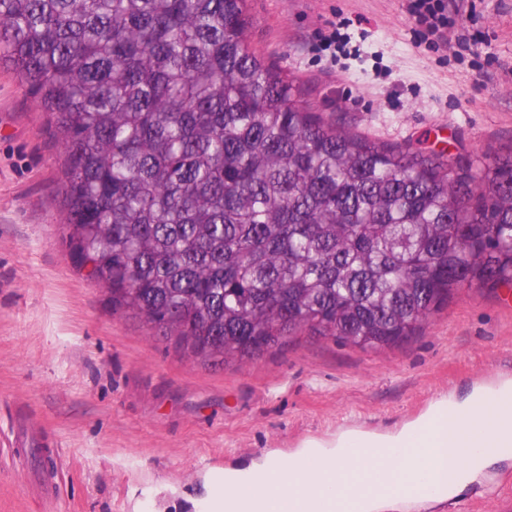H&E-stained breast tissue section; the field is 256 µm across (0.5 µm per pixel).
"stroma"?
<instances>
[{"label": "stroma", "mask_w": 512, "mask_h": 512, "mask_svg": "<svg viewBox=\"0 0 512 512\" xmlns=\"http://www.w3.org/2000/svg\"><path fill=\"white\" fill-rule=\"evenodd\" d=\"M456 58L413 35L406 0H250L253 49L346 129L474 158L512 144V0H474ZM351 18L348 56L318 35ZM62 151L0 69V512H210L227 467L337 431H381L437 398L512 380V288L462 289L381 351L301 337L241 365L177 353L112 312L62 242ZM512 454L430 512H497Z\"/></svg>", "instance_id": "obj_1"}]
</instances>
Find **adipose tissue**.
<instances>
[{
  "instance_id": "obj_1",
  "label": "adipose tissue",
  "mask_w": 512,
  "mask_h": 512,
  "mask_svg": "<svg viewBox=\"0 0 512 512\" xmlns=\"http://www.w3.org/2000/svg\"><path fill=\"white\" fill-rule=\"evenodd\" d=\"M512 448V380L436 399L412 421L383 432L348 429L307 440L295 455L269 454L225 470L217 512H418L441 485L461 492Z\"/></svg>"
}]
</instances>
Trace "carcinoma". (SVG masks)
<instances>
[{"instance_id":"obj_1","label":"carcinoma","mask_w":512,"mask_h":512,"mask_svg":"<svg viewBox=\"0 0 512 512\" xmlns=\"http://www.w3.org/2000/svg\"><path fill=\"white\" fill-rule=\"evenodd\" d=\"M249 2L0 0V67L65 156L63 242L112 311L242 364L299 336L388 348L512 284V145L325 120L252 48Z\"/></svg>"}]
</instances>
